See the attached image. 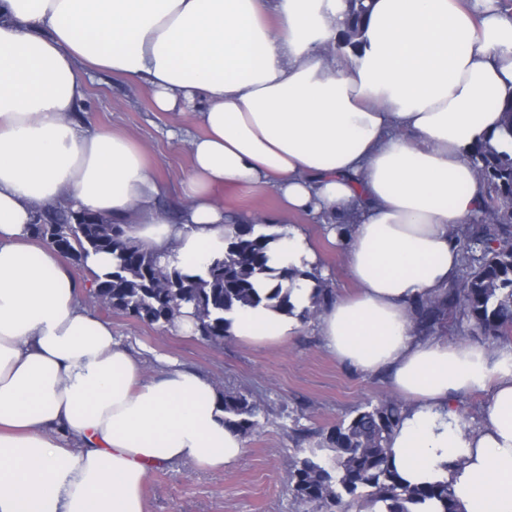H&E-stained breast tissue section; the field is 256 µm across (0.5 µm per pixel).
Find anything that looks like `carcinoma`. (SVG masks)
Segmentation results:
<instances>
[{"instance_id": "cac0c4a2", "label": "carcinoma", "mask_w": 512, "mask_h": 512, "mask_svg": "<svg viewBox=\"0 0 512 512\" xmlns=\"http://www.w3.org/2000/svg\"><path fill=\"white\" fill-rule=\"evenodd\" d=\"M343 22L349 45L370 11L368 0H347ZM488 189L481 215L466 225L456 244L472 263L471 270L444 292L421 300L414 309V329L433 335L444 328L448 315L461 313L493 339L512 335V152L492 146L478 149L473 158ZM112 222L68 205L45 206L30 224L33 235L49 246L66 237L73 261L83 266L89 253H109L112 270L92 273L93 295L108 299L110 310L149 325H171L181 309L192 310L197 331L205 340L221 344L229 336L224 314L236 305H255L262 299L288 305L281 288L261 297L258 277L270 271L268 239L254 235V225L239 224L224 249V258L203 272L190 274L161 264L160 254L123 237L110 235ZM260 412L241 392L224 393L225 422L240 433L252 430ZM404 404L385 399L366 403L354 416L321 434L318 447L333 455H313L297 462L291 484L298 503L311 512H461L446 481L411 486L391 469L388 442L404 417Z\"/></svg>"}]
</instances>
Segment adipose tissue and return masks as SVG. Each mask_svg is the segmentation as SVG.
<instances>
[{
    "instance_id": "adipose-tissue-1",
    "label": "adipose tissue",
    "mask_w": 512,
    "mask_h": 512,
    "mask_svg": "<svg viewBox=\"0 0 512 512\" xmlns=\"http://www.w3.org/2000/svg\"><path fill=\"white\" fill-rule=\"evenodd\" d=\"M346 0H0V512H146L152 466L221 470L245 452L208 377L154 378L83 309L62 255L29 231L56 201L112 219L125 238L195 274L237 225L269 237L263 300L229 332L284 343L312 308L319 256L287 226L305 214L348 243L355 294L317 308L326 349L386 374L407 407L390 465L448 481L462 512H512V352L413 335L412 304L454 280L451 232L484 189L472 157L512 151V19L495 0H372L355 45ZM148 82L156 111L194 115L178 220L128 135L76 123L81 72ZM272 190L276 216L229 213L218 186ZM290 290L289 305L268 296ZM485 391L481 423L460 397Z\"/></svg>"
}]
</instances>
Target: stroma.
<instances>
[{"mask_svg": "<svg viewBox=\"0 0 512 512\" xmlns=\"http://www.w3.org/2000/svg\"><path fill=\"white\" fill-rule=\"evenodd\" d=\"M81 79L88 94L75 121L130 135L160 185L159 206L173 209L191 167L189 139L200 134V126L189 117L176 124L154 111L145 83L105 72H85ZM215 198L233 210L273 214L280 209L274 192L248 187L223 186ZM288 223L301 228L316 247L333 296L353 292L346 242L329 238L327 226L311 216L295 215ZM107 319L146 374H158L162 360H171L208 376L219 391L242 392L260 406L255 428L244 437L246 451L236 463L221 471L187 463L152 469L144 486L147 512H303L291 490L289 465L308 457L314 442L297 439L296 429H330L349 419L359 404H375L392 394L386 376H365L336 360L312 318L284 344L267 347L232 337L215 346L199 334L150 326L122 314Z\"/></svg>", "mask_w": 512, "mask_h": 512, "instance_id": "1", "label": "stroma"}]
</instances>
